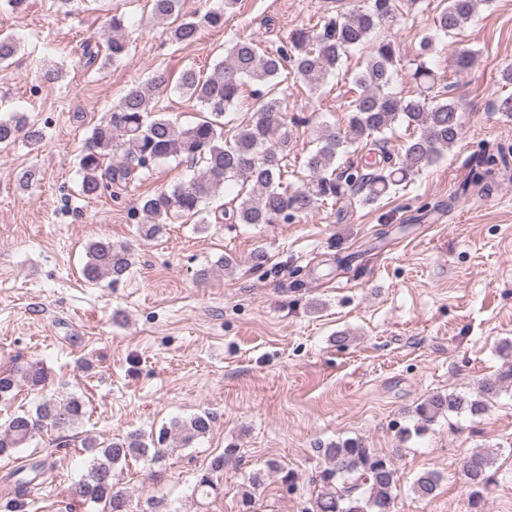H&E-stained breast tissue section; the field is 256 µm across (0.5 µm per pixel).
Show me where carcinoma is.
I'll return each mask as SVG.
<instances>
[{
	"instance_id": "1",
	"label": "carcinoma",
	"mask_w": 512,
	"mask_h": 512,
	"mask_svg": "<svg viewBox=\"0 0 512 512\" xmlns=\"http://www.w3.org/2000/svg\"><path fill=\"white\" fill-rule=\"evenodd\" d=\"M152 14L171 21L170 41L183 45L199 39L202 31L224 26V18L239 0H215L205 10L184 12V0H151ZM490 0H448L434 17L435 34L425 37L421 60L411 73L421 86L412 97L394 91L401 77L402 65L396 58L391 41L381 40L364 60L362 69L352 82L356 94L345 107L348 122L344 129L322 124L316 130V147L306 152L304 167L309 178L300 186L285 180L284 159L290 139L288 101L278 92L283 72L299 75L318 92L330 75L336 74L346 57L363 46L375 30L390 26L400 18L401 0H367V6L288 34L273 52H262L253 39L238 36L230 40L224 58L204 76L192 67L181 71L175 88L195 99L206 113L199 121L180 126L154 109L157 91L169 85L167 71L156 72L144 83L129 87L109 109L108 121L94 127L79 157L82 173L81 193L93 198L113 186L127 185L134 171L150 163L169 158L201 165L199 175L171 190H160L144 197L140 210L144 221L138 235L158 239L165 235L168 224L178 216H187L205 230L211 212L208 201L228 181L241 183L236 196L222 205L220 216L230 224H290L327 200L339 202L350 193H362L363 201L373 202L392 188L408 181L420 170L437 163L460 138L462 131L460 102L439 98L434 92L436 71L429 67L426 56L439 52L438 34L449 36L461 29ZM105 60L117 62L128 56L131 31L122 14L108 19ZM19 49L12 35L0 34V64H9ZM252 86L249 111L251 121L238 129L224 130V116L241 98L242 86ZM402 122L412 130L403 145V154L393 161L385 149L387 133ZM35 145L42 140L40 131L29 126L26 117L17 112L0 117V144L18 137ZM362 155L342 160L351 148ZM124 150L123 161L104 167L105 160L116 149ZM505 152L480 150L477 167L470 171L464 191L488 190L494 180L508 170ZM82 269L84 279L97 283L109 278L119 281L132 265L127 246L110 240H97L87 246ZM47 374L36 363L0 373V399L8 397L22 381L36 389L45 384ZM512 380V364L493 380L481 383L476 396L455 392L435 393L415 408L426 428L440 418L453 414L479 415L486 410L487 398L496 395ZM85 415L84 402L75 396L50 398L40 403L35 412L13 414L0 425V456L23 448L35 435L48 429L76 425ZM211 428L208 414H197L186 420H173L158 434L132 432L105 446L94 439L82 442L93 463L85 476L70 489L72 499L102 503L106 512H132L128 496L112 482L115 466L130 457L151 456L164 459L163 445L173 440L187 446L206 435ZM228 448L214 457L207 469L197 476L192 495L202 499L217 491L214 477L224 471ZM325 468L319 473L320 492L305 512H392L397 471L392 459L375 452L359 438L332 441L319 449ZM493 452L475 450L467 458L463 475L470 488L473 512H483L485 493L492 482ZM355 476L362 481V496L353 498L342 485ZM264 481L260 473L248 479L249 487L241 496L240 512H253L254 491ZM440 483L434 472L418 475L412 490L421 499L432 496Z\"/></svg>"
}]
</instances>
